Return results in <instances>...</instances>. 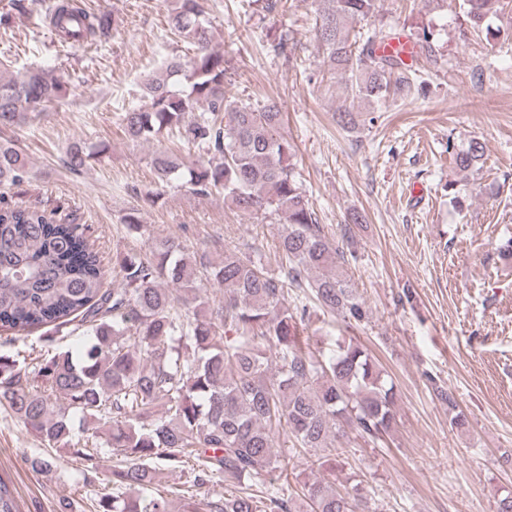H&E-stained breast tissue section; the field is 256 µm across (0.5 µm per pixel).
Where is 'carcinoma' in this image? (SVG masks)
<instances>
[{
  "instance_id": "obj_1",
  "label": "carcinoma",
  "mask_w": 512,
  "mask_h": 512,
  "mask_svg": "<svg viewBox=\"0 0 512 512\" xmlns=\"http://www.w3.org/2000/svg\"><path fill=\"white\" fill-rule=\"evenodd\" d=\"M315 35L323 65L345 79L353 98L381 106L405 100L424 80L388 46L400 34L385 24L351 39V24L379 15L382 0H316ZM469 29L491 43H512V0H461ZM45 22L61 39L107 42L115 16L91 12L82 0H54ZM169 31L192 55H172L140 85L146 108H129L120 126L129 141L154 143L150 164L166 185L198 196L224 193V203L248 215L279 221L283 271H267L262 255L224 248L217 255L189 251L172 239L153 243L145 256L119 254L122 287L102 288L98 252L79 225L56 211L11 203L0 194V327L16 332L82 315L90 339L76 355L66 351L28 371L26 362L0 355V404L36 438L64 448L98 472L104 448L122 455L112 466V492L98 496L99 512H295L296 501L252 488L272 472L288 471L273 435L332 460L342 454L344 428L372 440L396 420L393 382L363 344L341 339L320 361L302 327L307 307H291L287 287L308 288L317 307L338 314L346 327L367 317L347 262L326 236L290 162L282 135L285 112L271 101L251 107L226 96L231 62L215 49L214 28L202 0H173ZM412 56L432 55L433 32L407 36ZM67 84L29 68L0 75V187L21 184L28 155L10 137L40 109L66 98ZM219 157L189 160L166 145ZM101 152L81 142L66 152L65 167L80 172ZM456 169L484 160L478 139L448 143ZM224 291L213 306L200 276ZM451 424L465 425L453 391L438 390ZM98 426L89 430L84 423ZM193 460L189 479L157 492L163 468ZM224 479V497L205 487ZM310 512H365L362 488L341 490L336 479L304 483Z\"/></svg>"
}]
</instances>
